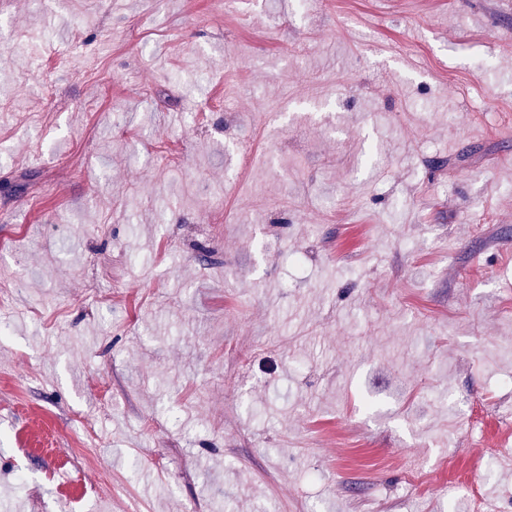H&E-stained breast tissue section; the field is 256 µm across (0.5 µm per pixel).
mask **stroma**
Listing matches in <instances>:
<instances>
[{
	"instance_id": "obj_1",
	"label": "stroma",
	"mask_w": 512,
	"mask_h": 512,
	"mask_svg": "<svg viewBox=\"0 0 512 512\" xmlns=\"http://www.w3.org/2000/svg\"><path fill=\"white\" fill-rule=\"evenodd\" d=\"M510 343L512 0H0V512H512Z\"/></svg>"
}]
</instances>
